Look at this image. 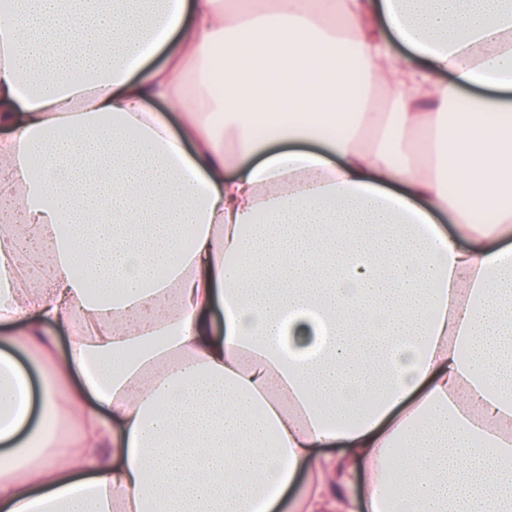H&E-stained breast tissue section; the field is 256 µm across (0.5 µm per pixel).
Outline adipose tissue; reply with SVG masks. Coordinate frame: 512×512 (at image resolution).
Listing matches in <instances>:
<instances>
[{"label": "adipose tissue", "mask_w": 512, "mask_h": 512, "mask_svg": "<svg viewBox=\"0 0 512 512\" xmlns=\"http://www.w3.org/2000/svg\"><path fill=\"white\" fill-rule=\"evenodd\" d=\"M0 43V512H512V0H0ZM369 108L373 112H397L393 91L385 86H373L370 90Z\"/></svg>", "instance_id": "1"}]
</instances>
